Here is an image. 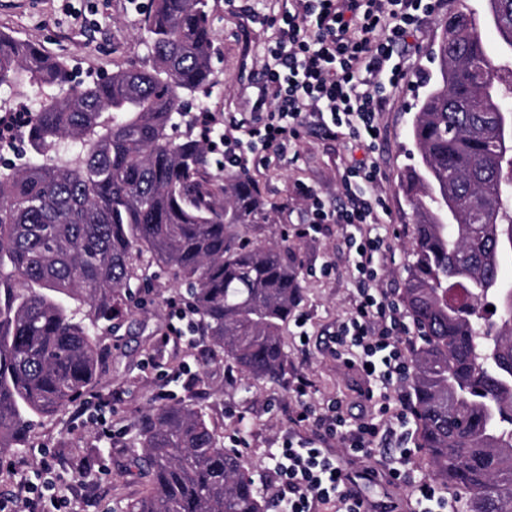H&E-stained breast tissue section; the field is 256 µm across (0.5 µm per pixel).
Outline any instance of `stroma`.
<instances>
[{"instance_id": "35a3bbf8", "label": "stroma", "mask_w": 512, "mask_h": 512, "mask_svg": "<svg viewBox=\"0 0 512 512\" xmlns=\"http://www.w3.org/2000/svg\"><path fill=\"white\" fill-rule=\"evenodd\" d=\"M467 2L486 15L487 0H443L435 15L420 19L412 49L405 56L408 76L377 114L380 127L377 163L380 193L389 205L373 232L384 241V261L377 283L391 299H400L413 240L412 209L398 188L399 177L414 161L411 137L413 104L434 79L432 59L441 38L440 19ZM149 0H0V31L38 44L47 54L66 60L81 75L103 77L112 71L142 65L148 48L139 21ZM285 0H208L211 66L214 84L199 95L195 112L209 113L216 130L224 116L248 108L258 92L271 29L254 23V15H277ZM297 160L253 166L256 182L270 213L268 223L249 227L258 243L287 236L302 266V301L283 327L288 360L279 380L246 385L223 360L207 357L200 335L187 331L171 305L178 285L161 275L150 288V303L133 311L134 330L120 328L105 336L112 357L98 383L79 401L52 417L37 419L26 443L0 460V495L8 496L21 482L42 484L54 474L64 512H123L139 498L145 482L132 464L134 443L149 407L200 397L208 419L224 447L241 448L255 480L271 464L270 452L280 447L291 429L290 417L300 404L316 411L340 402L348 421L369 415L363 400L364 377L345 369L330 351L329 338L349 315L357 295L358 274L345 249L349 226L329 224L321 232H305L303 203L284 211L282 203L296 184L313 187L328 203H336L343 167L363 157L344 138L329 139L320 131L303 132ZM307 340H300V332ZM312 383L305 400L294 392L297 377ZM246 431L233 435L236 423Z\"/></svg>"}]
</instances>
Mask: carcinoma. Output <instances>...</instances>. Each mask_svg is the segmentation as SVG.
<instances>
[{"instance_id":"obj_1","label":"carcinoma","mask_w":512,"mask_h":512,"mask_svg":"<svg viewBox=\"0 0 512 512\" xmlns=\"http://www.w3.org/2000/svg\"><path fill=\"white\" fill-rule=\"evenodd\" d=\"M206 0H152L150 60L84 87L67 64L0 32V93L36 94L29 163L0 171V455L97 381L99 336L159 268L188 287L212 358L276 381L282 328L301 301L286 240L243 229L268 215L245 171L204 177L208 134L186 97L212 87ZM512 0H488L496 41L466 5L441 21L440 78L416 104L418 151L400 175L415 215L401 299L418 330L412 407L433 476L466 512H512ZM494 310L489 311L487 307ZM133 464L148 478L125 512H267L245 459L219 444L196 400L144 416Z\"/></svg>"}]
</instances>
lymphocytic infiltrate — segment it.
Wrapping results in <instances>:
<instances>
[{"label": "lymphocytic infiltrate", "mask_w": 512, "mask_h": 512, "mask_svg": "<svg viewBox=\"0 0 512 512\" xmlns=\"http://www.w3.org/2000/svg\"><path fill=\"white\" fill-rule=\"evenodd\" d=\"M438 8L439 0H288L279 16L258 17V24L274 28L275 37L266 49L252 112L229 120L237 136L224 149L225 168L247 167L258 147L266 156L286 159L302 128L318 125L364 149L366 156L349 162L341 179L343 201L334 209H327L308 186L298 185L297 197L311 203L312 223H378L386 203L374 190L377 114L386 87H397L406 76L402 56L414 25ZM353 262L363 286L333 338L336 356L346 367L364 372L372 386L389 385L407 370L400 338L408 326L398 305L371 287L383 262L381 238H362ZM372 386L364 397L377 408L355 424H347L337 408L319 417L305 408L297 420L315 421L323 439H342L354 457L374 456L397 427L407 426L411 410L405 406L392 412L389 403L377 402ZM391 413L396 416L392 424L387 421ZM412 455V449L397 448L385 463L391 481L410 487V512H456L435 483L413 475ZM271 460L280 512H319L323 506L331 512H372L332 449L291 435Z\"/></svg>", "instance_id": "obj_1"}]
</instances>
